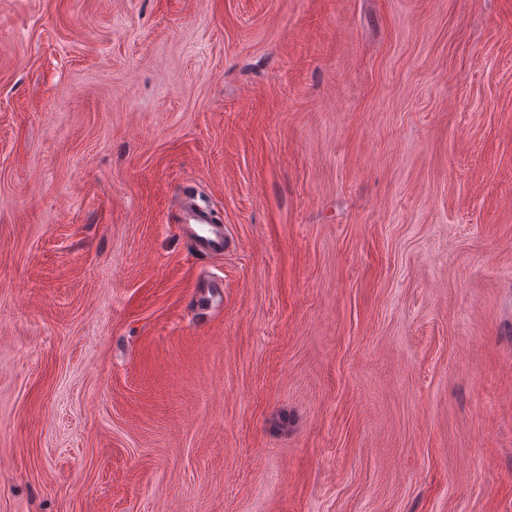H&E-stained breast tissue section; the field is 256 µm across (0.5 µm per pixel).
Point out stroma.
Returning <instances> with one entry per match:
<instances>
[{
	"mask_svg": "<svg viewBox=\"0 0 512 512\" xmlns=\"http://www.w3.org/2000/svg\"><path fill=\"white\" fill-rule=\"evenodd\" d=\"M0 512H512V0H0ZM177 224L189 225L197 252L207 254L224 250V227L213 224L205 209H186Z\"/></svg>",
	"mask_w": 512,
	"mask_h": 512,
	"instance_id": "35a3bbf8",
	"label": "stroma"
}]
</instances>
